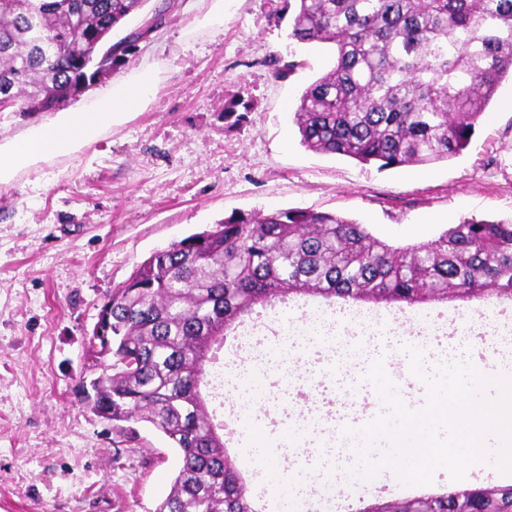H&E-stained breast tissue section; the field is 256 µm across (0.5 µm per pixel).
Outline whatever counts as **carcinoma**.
<instances>
[{
  "label": "carcinoma",
  "mask_w": 512,
  "mask_h": 512,
  "mask_svg": "<svg viewBox=\"0 0 512 512\" xmlns=\"http://www.w3.org/2000/svg\"><path fill=\"white\" fill-rule=\"evenodd\" d=\"M147 0H0V96L10 111L49 112L90 87L100 38ZM289 38L334 47V67L294 112L309 150L390 169L462 152L512 75V0H288ZM485 288L512 298V220H463L434 239L394 245L336 214L231 215L158 251L104 303L110 363L91 380L90 410L144 422L182 455L157 512H247L200 386L224 334L291 293L408 306ZM428 512H512V485L454 490Z\"/></svg>",
  "instance_id": "cac0c4a2"
}]
</instances>
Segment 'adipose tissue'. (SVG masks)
<instances>
[{
  "label": "adipose tissue",
  "mask_w": 512,
  "mask_h": 512,
  "mask_svg": "<svg viewBox=\"0 0 512 512\" xmlns=\"http://www.w3.org/2000/svg\"><path fill=\"white\" fill-rule=\"evenodd\" d=\"M153 92L151 76L142 74L137 80L97 95L88 109L45 118L23 136L0 144V184L11 182L19 170L33 167L49 156L78 151L104 128L138 111Z\"/></svg>",
  "instance_id": "1"
}]
</instances>
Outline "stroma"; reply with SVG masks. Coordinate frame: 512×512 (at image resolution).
Here are the masks:
<instances>
[{
	"mask_svg": "<svg viewBox=\"0 0 512 512\" xmlns=\"http://www.w3.org/2000/svg\"><path fill=\"white\" fill-rule=\"evenodd\" d=\"M159 27L134 42L124 65L98 89L148 72L156 91L122 123L69 155L20 170L0 185V512H156L181 455L146 423L97 417L82 383L97 377L86 350L113 289L157 250L211 229L231 214L298 208L332 212L370 225L397 245L433 239L465 219L512 218V82L503 81L466 149L429 165L381 170L313 152L301 143L293 113L302 90L329 69L334 50L291 40L287 0H147L114 37L154 13ZM298 61L286 78L273 59ZM241 102L236 125L224 105ZM300 351L270 365L264 387L231 395L242 425L227 444L266 512H292L288 484L310 490L323 512V464L334 460L335 496L364 503L449 490L512 485L492 465L464 480L446 471L407 486L389 469L369 481L348 478L334 431L382 409L364 382L370 363L395 366L409 408L426 401L399 344L421 322L448 320V345L425 352L426 367L481 351L460 336L469 320L512 317V301L483 296L413 307L347 301L368 327L345 324L364 349L344 341L318 346L321 297L292 294L289 310ZM300 431L305 446L289 443Z\"/></svg>",
	"mask_w": 512,
	"mask_h": 512,
	"instance_id": "stroma-1",
	"label": "stroma"
}]
</instances>
